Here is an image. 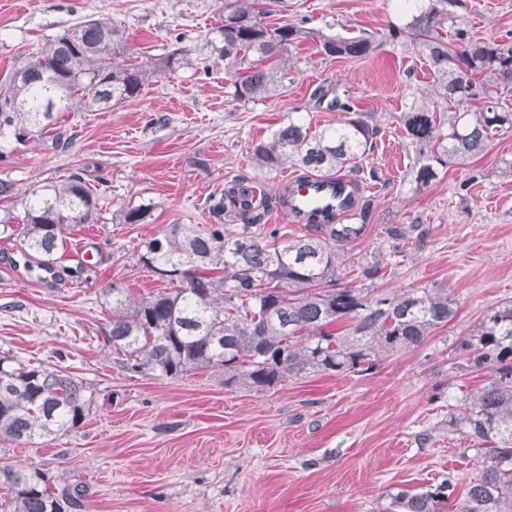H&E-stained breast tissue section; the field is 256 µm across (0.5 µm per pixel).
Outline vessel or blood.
<instances>
[{
	"instance_id": "vessel-or-blood-1",
	"label": "vessel or blood",
	"mask_w": 512,
	"mask_h": 512,
	"mask_svg": "<svg viewBox=\"0 0 512 512\" xmlns=\"http://www.w3.org/2000/svg\"><path fill=\"white\" fill-rule=\"evenodd\" d=\"M288 186V204L284 214L292 224H316L321 222L323 211L333 212L337 219L350 216L353 186L349 177L309 176L301 179L295 176L284 177Z\"/></svg>"
}]
</instances>
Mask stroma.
<instances>
[{"instance_id":"obj_1","label":"stroma","mask_w":512,"mask_h":512,"mask_svg":"<svg viewBox=\"0 0 512 512\" xmlns=\"http://www.w3.org/2000/svg\"><path fill=\"white\" fill-rule=\"evenodd\" d=\"M395 4L284 0L272 7L262 17L268 26L367 33L378 47L351 59L301 43L289 54L284 89L241 101L233 95L234 69L211 54L224 0H0V82L44 39L101 13L122 23L139 60L181 47L211 64L149 74L137 98L108 112L60 113L67 147L38 137L0 144V178L18 190L79 170L102 184L96 220L65 232L52 281H43L36 259H24L19 237L0 235V355L64 369L94 393L76 432L0 444L1 460L46 466L64 485L82 483V512H394L393 494L450 477L455 498L463 497L477 474L475 444L449 432L448 416L484 375L468 370L453 344L512 300V132L467 168L440 169L415 187V149L398 116L406 101L435 97L425 57L388 35L401 20ZM448 12L445 38L461 29L512 44V0H453ZM318 88L345 95L379 130L364 162L374 175L361 179L373 212L355 252L387 251L395 225L424 232L422 246L375 282V295L437 288L455 299V319L363 376L310 372L258 392L225 386L218 368L129 375L103 342L112 317L103 288L114 284L136 297L162 290L136 262L142 243L167 224L211 223L209 198L226 183L243 179L274 196L297 169L259 170L252 148L292 112L315 130L341 119L314 98ZM139 204L151 205L150 219L122 223V210ZM91 240L88 267L74 277L79 249Z\"/></svg>"}]
</instances>
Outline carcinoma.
<instances>
[{
    "mask_svg": "<svg viewBox=\"0 0 512 512\" xmlns=\"http://www.w3.org/2000/svg\"><path fill=\"white\" fill-rule=\"evenodd\" d=\"M256 0H229L218 28V57L235 68L234 96L249 101L276 94L288 75L290 49L317 40L328 57L362 58L375 47L363 37L321 34L295 24L268 29ZM448 0H419L394 26L426 57L437 96L448 103L438 111L412 99L400 120L415 146L411 172L415 188L428 185L439 169L463 166L497 136L512 132V111L500 106L499 90L512 91V47L492 37L473 40L463 30L455 43L443 37ZM126 53L122 24L88 15L47 39L40 51L16 67L0 85V143H25L57 124L60 112H104L137 97L147 69L131 62L114 64ZM191 64L181 50L153 62L152 72ZM344 117L336 125L310 131L299 118L275 129L253 147L259 168L268 172L287 162L299 177L359 174L374 151L378 128L366 113L335 101ZM99 188L82 174L36 182L19 193L0 178V234L22 238L24 252L54 267L62 234L89 224L99 211ZM22 206L21 222L12 209ZM269 199L234 181L210 197L214 223L168 224L143 244L137 262L166 282V288L134 298L115 285L112 319L104 343L133 373L158 371L181 376L224 369V385L272 388L307 371L364 373L388 353L417 346L448 326L457 314L446 293L404 292L371 298L368 284L384 277L418 228L396 227L392 249L377 259H354L350 250L368 229L373 202L362 198L354 224H308L306 233L278 242V229L263 223ZM238 214L241 224L224 234L223 217ZM150 215L143 205L121 213L125 224ZM360 287H340L341 267ZM468 367L487 370V382L463 399L462 410L448 415V430L476 443L479 474L471 480L455 512H512V301L484 317L477 329L455 341ZM93 393L81 380L50 366H31L0 357V442L28 444L76 431L89 414ZM454 489L448 478L422 492L393 497L396 512H440ZM86 497L81 485L60 488L44 467L0 464V512H76Z\"/></svg>",
    "mask_w": 512,
    "mask_h": 512,
    "instance_id": "carcinoma-1",
    "label": "carcinoma"
}]
</instances>
